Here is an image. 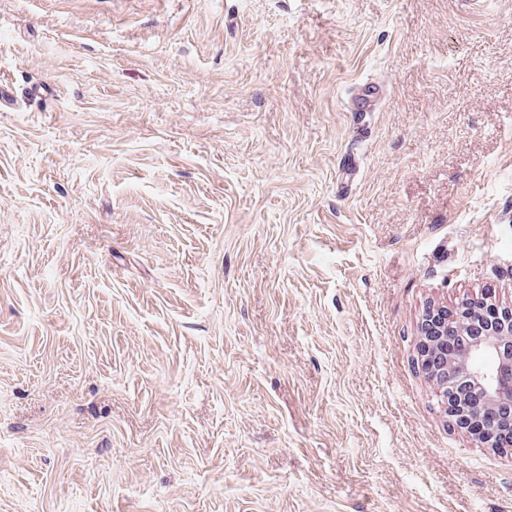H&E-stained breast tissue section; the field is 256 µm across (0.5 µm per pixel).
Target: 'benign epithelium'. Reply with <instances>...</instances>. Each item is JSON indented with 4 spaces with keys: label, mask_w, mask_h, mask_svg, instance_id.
Returning a JSON list of instances; mask_svg holds the SVG:
<instances>
[{
    "label": "benign epithelium",
    "mask_w": 512,
    "mask_h": 512,
    "mask_svg": "<svg viewBox=\"0 0 512 512\" xmlns=\"http://www.w3.org/2000/svg\"><path fill=\"white\" fill-rule=\"evenodd\" d=\"M461 335L448 351V320ZM416 364L434 386L437 405L449 426L487 448L512 447V304L482 294L448 306L428 302L421 310ZM495 357L497 369L483 373L470 365L473 354Z\"/></svg>",
    "instance_id": "obj_1"
}]
</instances>
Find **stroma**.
<instances>
[{
  "instance_id": "1",
  "label": "stroma",
  "mask_w": 512,
  "mask_h": 512,
  "mask_svg": "<svg viewBox=\"0 0 512 512\" xmlns=\"http://www.w3.org/2000/svg\"><path fill=\"white\" fill-rule=\"evenodd\" d=\"M4 81L0 512H512L413 364L512 302V0H0Z\"/></svg>"
}]
</instances>
